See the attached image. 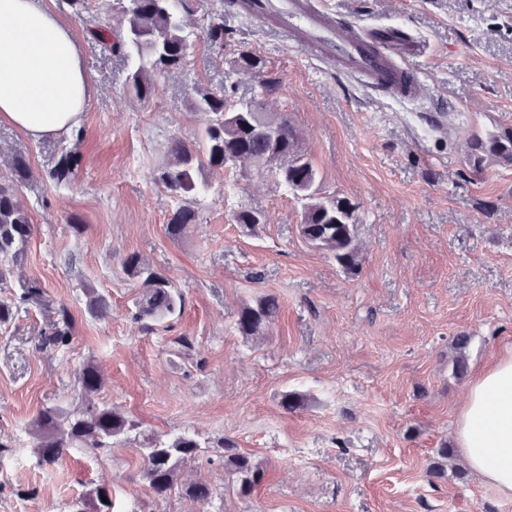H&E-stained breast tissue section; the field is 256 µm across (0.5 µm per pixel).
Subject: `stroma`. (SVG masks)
I'll return each mask as SVG.
<instances>
[{"mask_svg":"<svg viewBox=\"0 0 512 512\" xmlns=\"http://www.w3.org/2000/svg\"><path fill=\"white\" fill-rule=\"evenodd\" d=\"M341 18L395 26L426 45L413 61L426 84L418 99L359 86L291 47L273 25L237 10L224 14L223 49L200 33L216 0H190L194 32L186 66L158 78L141 102L126 88L131 63L93 38L64 0L52 7L81 41L92 75L82 135L34 141L0 122V174L26 158L33 176L18 195L34 224L27 258L0 286V301L38 285L40 301L0 325V512H67L107 485L118 512H512L474 475L447 466L429 477L435 450L454 442L468 381L451 371L454 336L472 341L469 369L512 347V167L467 169L473 131L512 126V0H326ZM265 61L281 83L267 111L287 113L319 175L321 196L355 205L364 257L345 274L297 231L301 205L253 171H209L198 220L180 240L166 224L175 207L158 180L170 140L194 143L207 122L194 86H232L252 97L255 74L233 68L235 49ZM446 111L444 129L428 116ZM72 148L74 181L47 172ZM244 205L265 222L242 232ZM80 219L85 229L70 227ZM138 253L181 290L180 313L149 332L133 323L134 283L122 268ZM105 294L108 318L85 310V288ZM276 295L280 311L264 338L236 329L243 304ZM73 338L42 350L59 307ZM193 344L179 355L178 338ZM104 375L92 403L120 410L141 432H194L204 452L183 476L209 483L207 501L172 491L155 500L132 445L107 454L74 451L37 467L31 422L43 408L79 404L86 364ZM307 397L288 413L283 392ZM233 439L263 471L240 497L219 461Z\"/></svg>","mask_w":512,"mask_h":512,"instance_id":"1","label":"stroma"}]
</instances>
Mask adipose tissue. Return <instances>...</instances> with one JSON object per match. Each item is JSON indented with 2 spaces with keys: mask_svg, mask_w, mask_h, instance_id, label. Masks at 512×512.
<instances>
[{
  "mask_svg": "<svg viewBox=\"0 0 512 512\" xmlns=\"http://www.w3.org/2000/svg\"><path fill=\"white\" fill-rule=\"evenodd\" d=\"M92 79L47 0H0V122L40 140L80 127ZM464 463L512 497V349L475 374L456 425Z\"/></svg>",
  "mask_w": 512,
  "mask_h": 512,
  "instance_id": "adipose-tissue-1",
  "label": "adipose tissue"
}]
</instances>
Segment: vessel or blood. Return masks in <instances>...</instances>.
Listing matches in <instances>:
<instances>
[{
    "instance_id": "obj_1",
    "label": "vessel or blood",
    "mask_w": 512,
    "mask_h": 512,
    "mask_svg": "<svg viewBox=\"0 0 512 512\" xmlns=\"http://www.w3.org/2000/svg\"><path fill=\"white\" fill-rule=\"evenodd\" d=\"M249 17L274 19L291 46L309 51L314 60L363 84L388 78L389 92L421 97L425 86L409 62L419 44L399 29L336 20L324 0H255Z\"/></svg>"
}]
</instances>
